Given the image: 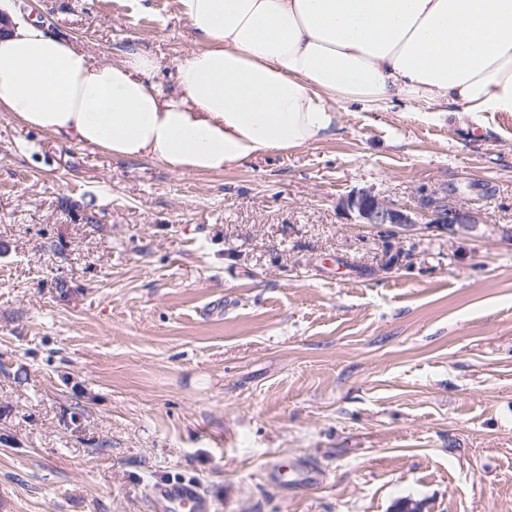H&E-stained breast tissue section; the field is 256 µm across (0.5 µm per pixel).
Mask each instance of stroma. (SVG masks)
<instances>
[{
    "label": "stroma",
    "instance_id": "35a3bbf8",
    "mask_svg": "<svg viewBox=\"0 0 512 512\" xmlns=\"http://www.w3.org/2000/svg\"><path fill=\"white\" fill-rule=\"evenodd\" d=\"M95 58L198 46L176 0H6ZM479 210L452 234L341 197ZM398 265L384 267L387 244ZM512 512V116L349 105L330 141L175 172L0 112V512ZM340 206L348 213L355 214L359 224L375 228L390 226L397 229H412L416 220L413 212L382 199L369 191H359L341 199ZM151 497L164 512H212L213 509L211 494L192 483H157L151 488Z\"/></svg>",
    "mask_w": 512,
    "mask_h": 512
}]
</instances>
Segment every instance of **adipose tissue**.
Returning a JSON list of instances; mask_svg holds the SVG:
<instances>
[{
	"mask_svg": "<svg viewBox=\"0 0 512 512\" xmlns=\"http://www.w3.org/2000/svg\"><path fill=\"white\" fill-rule=\"evenodd\" d=\"M201 45L176 88L132 47L102 62L46 25L0 35V111L124 159L221 173L334 137L341 104L512 115V0H177Z\"/></svg>",
	"mask_w": 512,
	"mask_h": 512,
	"instance_id": "adipose-tissue-1",
	"label": "adipose tissue"
}]
</instances>
